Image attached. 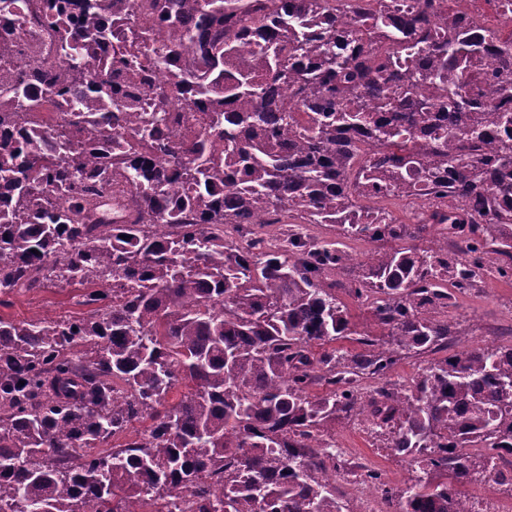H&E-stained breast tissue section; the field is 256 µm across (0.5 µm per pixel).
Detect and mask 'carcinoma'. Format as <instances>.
Here are the masks:
<instances>
[{"label":"carcinoma","mask_w":512,"mask_h":512,"mask_svg":"<svg viewBox=\"0 0 512 512\" xmlns=\"http://www.w3.org/2000/svg\"><path fill=\"white\" fill-rule=\"evenodd\" d=\"M419 2L318 29L325 0H156L165 31L59 7L68 65L0 95L16 128L0 136V305L50 282L94 309L0 316V512H165L179 494L192 512H354L324 431L340 416L417 464L387 490L397 512H465V484L512 452V345L465 347L410 387L390 376L402 353L460 335L437 319L454 293L512 280V95L483 94L512 80L463 27L432 30L448 0ZM89 6L108 20L133 0ZM166 60L177 99L138 109L117 78ZM45 101L59 121L35 138ZM170 109L200 129L180 136ZM411 172L429 194L415 223L363 207L415 196ZM261 212L389 243L346 286L388 345L333 347L354 334L331 279L347 250L224 237Z\"/></svg>","instance_id":"cac0c4a2"}]
</instances>
